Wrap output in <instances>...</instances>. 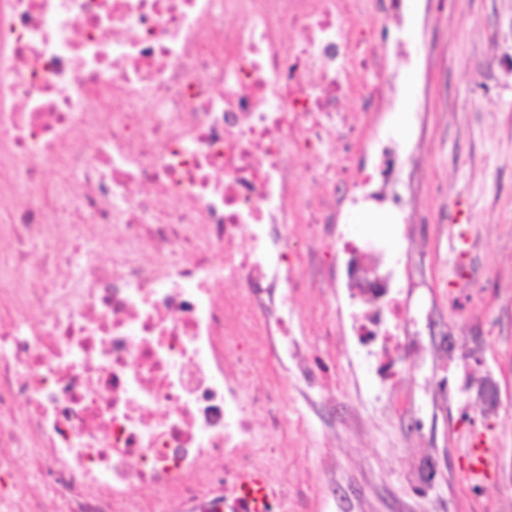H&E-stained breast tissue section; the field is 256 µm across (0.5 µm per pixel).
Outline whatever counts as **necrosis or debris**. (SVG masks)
Instances as JSON below:
<instances>
[{
  "mask_svg": "<svg viewBox=\"0 0 512 512\" xmlns=\"http://www.w3.org/2000/svg\"><path fill=\"white\" fill-rule=\"evenodd\" d=\"M405 2L0 0V465L39 475L0 512H241L249 471L289 512L287 394L335 374L290 296L333 288V332L382 386L415 363L398 263L340 227L362 199L410 216L399 146L356 174L345 151L350 95L394 106L377 47Z\"/></svg>",
  "mask_w": 512,
  "mask_h": 512,
  "instance_id": "4bbe7bcc",
  "label": "necrosis or debris"
}]
</instances>
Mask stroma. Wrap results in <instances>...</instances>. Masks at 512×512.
<instances>
[{
	"mask_svg": "<svg viewBox=\"0 0 512 512\" xmlns=\"http://www.w3.org/2000/svg\"><path fill=\"white\" fill-rule=\"evenodd\" d=\"M402 40L410 60L387 55L394 110L348 102L358 129L351 161L370 162L380 136L429 143L410 178L420 219L411 229L420 254L411 311L433 317L446 343L400 372L396 393L413 408L403 419L353 353L328 343L335 300L300 296L306 340L336 359L335 390L307 409L311 426L336 428L335 482L324 476L315 437L282 451V465L310 486L305 512H499L497 499L465 477L469 433L494 440L495 478L512 497V0H411ZM461 229L470 248L457 261L449 235ZM474 279L484 284L481 295L452 303ZM451 350L473 353L467 369L449 363ZM488 371L497 379L498 410L490 415L456 393L463 376ZM354 413L358 431L347 426Z\"/></svg>",
	"mask_w": 512,
	"mask_h": 512,
	"instance_id": "obj_1",
	"label": "stroma"
}]
</instances>
